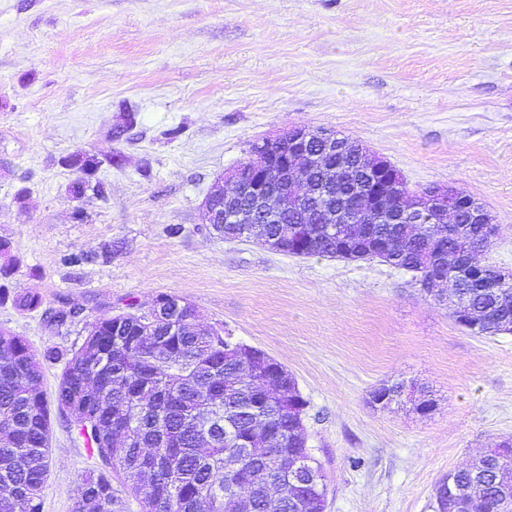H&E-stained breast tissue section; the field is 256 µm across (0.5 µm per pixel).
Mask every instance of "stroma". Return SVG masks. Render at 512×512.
I'll return each mask as SVG.
<instances>
[{
	"label": "stroma",
	"instance_id": "stroma-1",
	"mask_svg": "<svg viewBox=\"0 0 512 512\" xmlns=\"http://www.w3.org/2000/svg\"><path fill=\"white\" fill-rule=\"evenodd\" d=\"M300 124L359 141L411 190L477 198L500 228L485 256L512 272V0H0V267L42 297L0 302V330L64 350L127 303L185 298L295 378L324 512H432L444 475L512 437V333L462 330L385 262L213 235L218 178ZM83 177L103 195L74 196ZM60 308L80 320L57 325ZM397 382L432 411L373 403ZM90 465L53 417L42 512H72Z\"/></svg>",
	"mask_w": 512,
	"mask_h": 512
}]
</instances>
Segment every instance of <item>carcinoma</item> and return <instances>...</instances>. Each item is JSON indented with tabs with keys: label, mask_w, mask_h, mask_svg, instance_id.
<instances>
[{
	"label": "carcinoma",
	"mask_w": 512,
	"mask_h": 512,
	"mask_svg": "<svg viewBox=\"0 0 512 512\" xmlns=\"http://www.w3.org/2000/svg\"><path fill=\"white\" fill-rule=\"evenodd\" d=\"M276 236L295 231L285 253L298 257L373 260L370 243L355 242L358 229L345 228V239L331 224H304L285 214L264 225ZM367 234L388 240V264L419 274V285L434 300L454 303L464 295L473 321L457 324L476 336L512 333V273L500 271L505 287L490 294L458 276L436 289L425 287L427 258L453 252L465 224H367ZM13 305L34 311L42 304L35 292L17 294ZM181 326L161 314L152 336L139 344L112 332V316L93 322L82 342L66 351L37 353L22 336L0 332V512H41L42 489L50 465L52 413L69 425L88 422L83 438L90 468L81 477L73 512H121L112 480L138 499L142 512H232L225 492L257 501L256 512H323L326 485L296 486L283 503L267 500L264 487L228 467L276 470L290 455L317 460L302 448L295 433L301 393L285 395L278 370L266 374L224 353V337L198 326ZM60 362L62 372L49 404L43 391V367ZM127 408V421L112 427L115 408ZM122 439V462L112 456ZM457 489L470 499L472 512H501L502 484L512 485V438L490 443L467 466L453 471Z\"/></svg>",
	"instance_id": "obj_1"
}]
</instances>
